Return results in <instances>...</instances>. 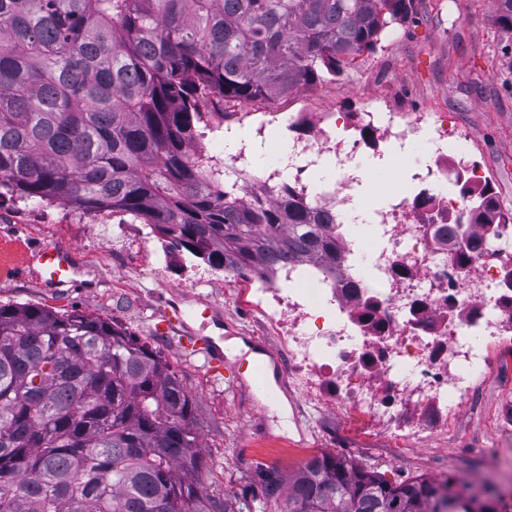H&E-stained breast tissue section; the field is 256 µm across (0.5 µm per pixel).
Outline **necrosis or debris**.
I'll return each instance as SVG.
<instances>
[{
    "mask_svg": "<svg viewBox=\"0 0 512 512\" xmlns=\"http://www.w3.org/2000/svg\"><path fill=\"white\" fill-rule=\"evenodd\" d=\"M361 142L348 132L314 126L310 138L293 140L288 167L307 199L332 214L349 203L359 183ZM329 157L341 179L313 182L310 174ZM454 200L445 199L415 219L407 204L391 200L370 222L383 245L372 255L376 287H358L353 267L359 240L345 234L347 265L341 283L315 280L303 288L285 285L287 268L255 289V309L276 333L286 354L288 384L327 403L342 402L373 418L387 434L404 433L410 422L446 424L451 410L473 394L491 364L486 344L512 326V314L498 303L491 256L512 241L502 225L498 242L487 243L467 275L449 263L453 242L435 229L447 223ZM379 301L380 325L358 320V303Z\"/></svg>",
    "mask_w": 512,
    "mask_h": 512,
    "instance_id": "necrosis-or-debris-1",
    "label": "necrosis or debris"
}]
</instances>
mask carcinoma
Returning <instances> with one entry per match:
<instances>
[{"instance_id":"cac0c4a2","label":"carcinoma","mask_w":512,"mask_h":512,"mask_svg":"<svg viewBox=\"0 0 512 512\" xmlns=\"http://www.w3.org/2000/svg\"><path fill=\"white\" fill-rule=\"evenodd\" d=\"M413 0H0V198L134 216L166 248L246 282L274 264L336 276L341 234L288 182L252 190L199 149L209 108L341 76ZM493 23L512 33V0ZM448 171L460 272L512 225ZM193 400L171 364L90 312L0 304V512H251L204 488ZM262 512H503L448 476L392 483L322 453L256 468ZM288 492H283V482Z\"/></svg>"}]
</instances>
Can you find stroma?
I'll list each match as a JSON object with an SVG mask.
<instances>
[{
  "label": "stroma",
  "mask_w": 512,
  "mask_h": 512,
  "mask_svg": "<svg viewBox=\"0 0 512 512\" xmlns=\"http://www.w3.org/2000/svg\"><path fill=\"white\" fill-rule=\"evenodd\" d=\"M410 19L384 33L375 52L357 58L342 76L265 102L212 114L205 153L228 161L224 139L236 134L254 146L252 132L267 112L332 113L357 124L361 113L400 109L423 114L428 135L442 126L457 137L442 144L443 160L464 161L472 184L490 186L512 209V34L493 22L497 0H414ZM372 208L389 199L413 200V175L433 165L423 140L407 148L377 141L358 158ZM72 251L77 287H38L41 266L27 248ZM243 280L188 252L167 249L150 226L108 211L89 213L62 203L0 201V303H34L59 311H88L117 322L159 351L196 401L198 442L208 489L251 493L257 465L289 475L321 453L347 457L389 481L453 476L470 482L497 448L512 449V333L490 344L492 365L476 393L457 405L447 428L420 424L403 437L368 432L339 408L299 391L270 400L250 387L251 362L262 349L281 355L271 330L252 315ZM219 321L204 323L205 307ZM192 336L223 337L224 374L210 372Z\"/></svg>",
  "instance_id": "35a3bbf8"
}]
</instances>
